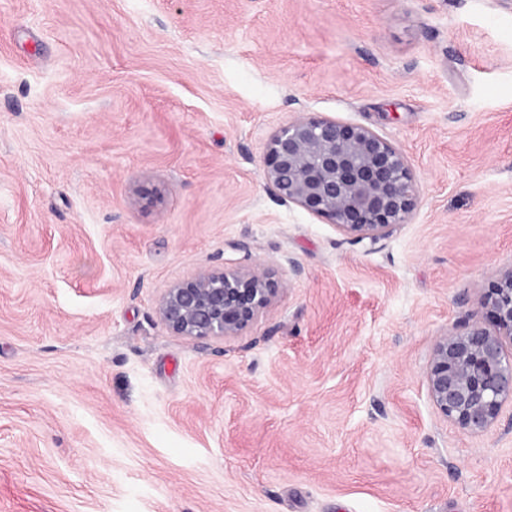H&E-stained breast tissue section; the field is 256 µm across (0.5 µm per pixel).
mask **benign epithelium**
<instances>
[{
  "instance_id": "benign-epithelium-1",
  "label": "benign epithelium",
  "mask_w": 512,
  "mask_h": 512,
  "mask_svg": "<svg viewBox=\"0 0 512 512\" xmlns=\"http://www.w3.org/2000/svg\"><path fill=\"white\" fill-rule=\"evenodd\" d=\"M267 188L283 204L326 220L345 235L373 242L405 224L417 209L419 186L405 152L378 132L330 116L302 112L265 144ZM300 273L268 264L203 270L171 285L157 313L174 334L194 340L244 335L267 316ZM482 305L494 328L474 322L435 342L425 379L435 410L479 435L512 403V266Z\"/></svg>"
}]
</instances>
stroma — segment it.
I'll return each mask as SVG.
<instances>
[{
  "mask_svg": "<svg viewBox=\"0 0 512 512\" xmlns=\"http://www.w3.org/2000/svg\"><path fill=\"white\" fill-rule=\"evenodd\" d=\"M301 112L403 149L408 223L267 190ZM290 259L244 336L159 318ZM510 265L512 0H0V512H512V413L425 380Z\"/></svg>",
  "mask_w": 512,
  "mask_h": 512,
  "instance_id": "stroma-1",
  "label": "stroma"
}]
</instances>
